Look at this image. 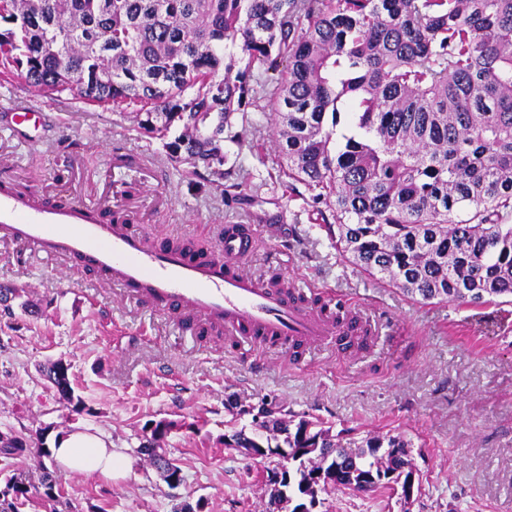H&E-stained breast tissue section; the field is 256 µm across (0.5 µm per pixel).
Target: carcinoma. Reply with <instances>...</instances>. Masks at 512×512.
Returning a JSON list of instances; mask_svg holds the SVG:
<instances>
[{
  "label": "carcinoma",
  "instance_id": "obj_1",
  "mask_svg": "<svg viewBox=\"0 0 512 512\" xmlns=\"http://www.w3.org/2000/svg\"><path fill=\"white\" fill-rule=\"evenodd\" d=\"M18 75L129 115L222 197L245 181L224 143L257 107L277 180L363 273L419 302L512 297V0H0V81ZM282 426L297 448L313 422ZM307 440L341 492L411 447Z\"/></svg>",
  "mask_w": 512,
  "mask_h": 512
}]
</instances>
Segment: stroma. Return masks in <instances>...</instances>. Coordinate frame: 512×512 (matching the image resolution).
<instances>
[{"label": "stroma", "mask_w": 512, "mask_h": 512, "mask_svg": "<svg viewBox=\"0 0 512 512\" xmlns=\"http://www.w3.org/2000/svg\"><path fill=\"white\" fill-rule=\"evenodd\" d=\"M29 102L45 116L44 134L30 142L0 127V180L106 206L113 185H127L132 227L210 251L225 225H254L251 272L316 285L354 303L377 330L360 355L323 347L295 366L284 351L190 335L178 315L135 304L94 272L0 239V286L21 288L10 310L0 309V433L51 440L74 427L98 431L128 464L110 481L55 471L77 512H264L260 465L224 440L251 426L231 402L265 398L336 433L390 430L411 440L422 492L410 509L384 493L338 491L328 512H512V300L421 304L362 273L316 221L309 197L270 179L278 152L267 114L250 110L244 132L259 154L226 146L229 163L248 173L228 203L175 172L161 142L138 135L126 115L66 93L29 98L19 79L0 84V106ZM57 361L69 366L81 412L43 376ZM159 421L173 424L162 452L185 475L175 489L139 452ZM40 459L35 449L0 457V493L13 472L32 481L18 512H48Z\"/></svg>", "instance_id": "35a3bbf8"}]
</instances>
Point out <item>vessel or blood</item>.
Wrapping results in <instances>:
<instances>
[{"instance_id": "vessel-or-blood-1", "label": "vessel or blood", "mask_w": 512, "mask_h": 512, "mask_svg": "<svg viewBox=\"0 0 512 512\" xmlns=\"http://www.w3.org/2000/svg\"><path fill=\"white\" fill-rule=\"evenodd\" d=\"M8 116L14 130L36 133L43 127L41 112L33 108L13 109ZM0 238L26 244L50 260L89 267L128 299L223 331L226 341L244 339L288 351L298 366L319 347L357 352L372 333L369 319L357 308L346 307L340 316L301 300L287 283L251 273L247 262L259 237L250 224L225 225L215 260L150 246L142 234L101 219L97 206L49 203L5 184L0 185Z\"/></svg>"}]
</instances>
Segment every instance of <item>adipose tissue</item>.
I'll return each mask as SVG.
<instances>
[{"label": "adipose tissue", "mask_w": 512, "mask_h": 512, "mask_svg": "<svg viewBox=\"0 0 512 512\" xmlns=\"http://www.w3.org/2000/svg\"><path fill=\"white\" fill-rule=\"evenodd\" d=\"M51 453L56 464L73 473L90 472L109 479L126 467L104 436L87 430L75 429L56 437Z\"/></svg>", "instance_id": "adipose-tissue-1"}]
</instances>
